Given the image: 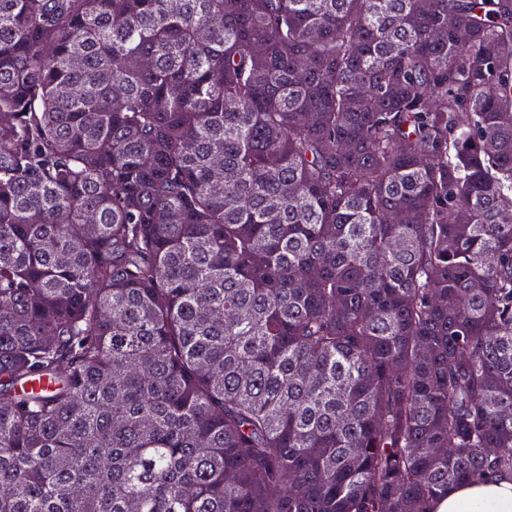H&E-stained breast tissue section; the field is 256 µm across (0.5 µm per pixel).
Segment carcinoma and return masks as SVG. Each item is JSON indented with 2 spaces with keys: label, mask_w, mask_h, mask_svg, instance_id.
Masks as SVG:
<instances>
[{
  "label": "carcinoma",
  "mask_w": 512,
  "mask_h": 512,
  "mask_svg": "<svg viewBox=\"0 0 512 512\" xmlns=\"http://www.w3.org/2000/svg\"><path fill=\"white\" fill-rule=\"evenodd\" d=\"M506 213L512 0H0V512L511 472Z\"/></svg>",
  "instance_id": "obj_1"
}]
</instances>
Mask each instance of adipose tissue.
I'll list each match as a JSON object with an SVG mask.
<instances>
[{"instance_id":"obj_1","label":"adipose tissue","mask_w":512,"mask_h":512,"mask_svg":"<svg viewBox=\"0 0 512 512\" xmlns=\"http://www.w3.org/2000/svg\"><path fill=\"white\" fill-rule=\"evenodd\" d=\"M432 512H512V473L464 482L437 498Z\"/></svg>"}]
</instances>
